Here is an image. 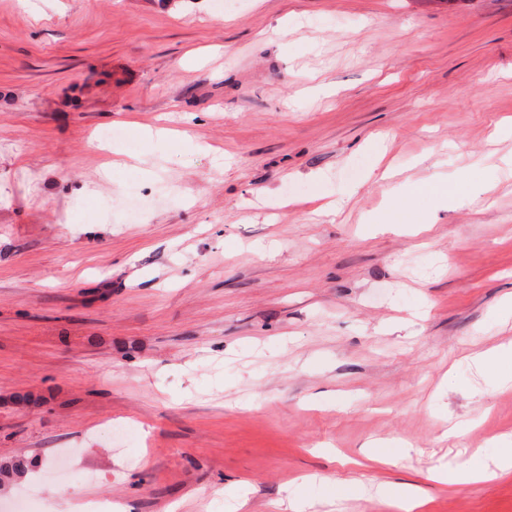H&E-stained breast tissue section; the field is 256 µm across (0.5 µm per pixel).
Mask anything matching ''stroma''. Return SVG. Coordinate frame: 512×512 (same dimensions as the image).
<instances>
[{
  "mask_svg": "<svg viewBox=\"0 0 512 512\" xmlns=\"http://www.w3.org/2000/svg\"><path fill=\"white\" fill-rule=\"evenodd\" d=\"M213 2L0 0V465L32 512H512L432 479L512 449V0Z\"/></svg>",
  "mask_w": 512,
  "mask_h": 512,
  "instance_id": "35a3bbf8",
  "label": "stroma"
}]
</instances>
